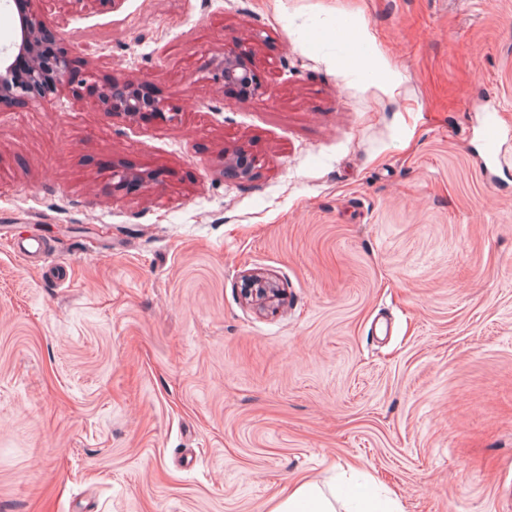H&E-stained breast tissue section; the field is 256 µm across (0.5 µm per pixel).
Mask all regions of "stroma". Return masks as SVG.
<instances>
[{
    "label": "stroma",
    "mask_w": 512,
    "mask_h": 512,
    "mask_svg": "<svg viewBox=\"0 0 512 512\" xmlns=\"http://www.w3.org/2000/svg\"><path fill=\"white\" fill-rule=\"evenodd\" d=\"M39 8L73 69L0 104V512H268L346 470L512 512V137L490 178L480 136L512 124V0ZM243 41L248 101L206 77ZM93 67L179 116L100 112ZM254 164L244 149L224 150V171L240 175H248ZM248 298L259 308H269L281 296L280 288L273 280L257 273L244 275Z\"/></svg>",
    "instance_id": "35a3bbf8"
}]
</instances>
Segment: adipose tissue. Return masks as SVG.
<instances>
[{
  "mask_svg": "<svg viewBox=\"0 0 512 512\" xmlns=\"http://www.w3.org/2000/svg\"><path fill=\"white\" fill-rule=\"evenodd\" d=\"M268 512H395L391 503L368 491L344 485L324 489L317 481L301 482L287 497L271 504Z\"/></svg>",
  "mask_w": 512,
  "mask_h": 512,
  "instance_id": "obj_1",
  "label": "adipose tissue"
}]
</instances>
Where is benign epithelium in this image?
<instances>
[{"label":"benign epithelium","mask_w":512,"mask_h":512,"mask_svg":"<svg viewBox=\"0 0 512 512\" xmlns=\"http://www.w3.org/2000/svg\"><path fill=\"white\" fill-rule=\"evenodd\" d=\"M46 19L37 11L29 13L20 28V49L29 59V71L25 81L9 83L4 72L8 67L0 64V103L6 101L44 99L54 93L66 79L71 59L67 51H62L53 59L45 61L40 56L39 42ZM251 48L240 44L228 53L218 52L212 58L207 79L224 87L238 89L243 97L250 99L263 94V86L250 70ZM85 82L98 89L101 110L106 113H123L129 119L154 116L173 120L178 116L179 106L171 100L140 94V87L132 82L106 79L101 80L93 71L85 76ZM254 159L243 149L224 151V171L247 175ZM149 174L125 166L112 169L115 187L131 182H143ZM248 298L260 308H269L281 296L280 288L273 280L257 273L244 275Z\"/></svg>","instance_id":"7a95c632"}]
</instances>
